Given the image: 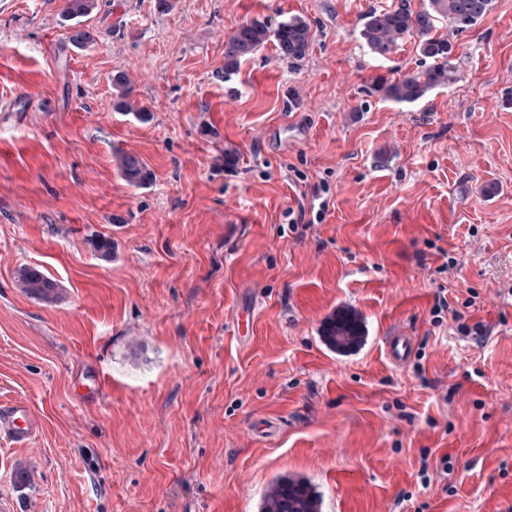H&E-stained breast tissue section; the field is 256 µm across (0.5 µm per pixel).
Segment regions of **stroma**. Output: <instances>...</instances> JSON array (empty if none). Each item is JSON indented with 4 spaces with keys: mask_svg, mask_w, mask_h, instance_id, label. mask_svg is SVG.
Wrapping results in <instances>:
<instances>
[{
    "mask_svg": "<svg viewBox=\"0 0 512 512\" xmlns=\"http://www.w3.org/2000/svg\"><path fill=\"white\" fill-rule=\"evenodd\" d=\"M394 2L99 0L78 47L66 0H0V401L37 421L0 445L15 512H260L284 476L320 512H512V0L414 104L375 86L415 39L359 35ZM293 14L302 62L269 42L225 79L234 29ZM342 307L365 337L336 354ZM112 89L116 97L115 106L117 110L121 112H136V114L143 112L142 107H138L137 104L131 100L132 89L124 74L118 73L112 77ZM118 166L122 176L130 184L142 183L147 177L146 167L137 156L131 154L118 156ZM18 278L21 287L32 297L52 301L59 293L60 286L55 279L32 267L21 268ZM413 345V336H408L405 333H394L386 337L384 352L393 364L402 365L412 355Z\"/></svg>",
    "mask_w": 512,
    "mask_h": 512,
    "instance_id": "stroma-1",
    "label": "stroma"
}]
</instances>
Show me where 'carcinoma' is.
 Instances as JSON below:
<instances>
[{
	"label": "carcinoma",
	"mask_w": 512,
	"mask_h": 512,
	"mask_svg": "<svg viewBox=\"0 0 512 512\" xmlns=\"http://www.w3.org/2000/svg\"><path fill=\"white\" fill-rule=\"evenodd\" d=\"M97 4L98 0H67L63 17L79 24L82 18L93 13ZM491 6L492 0H429L427 6L414 10L408 0H400L394 8L370 10L363 18L360 38L372 55L386 57L406 38L414 37L422 60L421 69L392 83H382L377 90L397 103L414 104L428 93L454 84L457 72L451 61L453 47L448 35L440 32L441 22H449L457 33L463 32L483 18ZM312 37L310 23L298 14L284 19L273 30L259 20L246 21L224 41V78L236 74L242 61L270 39L276 42L282 59L297 63L307 56ZM112 89L117 110L143 112V108L132 101V89L124 74L112 77ZM118 166L130 184H139L147 177L145 165L134 155L118 156ZM19 282L31 296L44 301L55 299L59 293L55 279L32 267L20 269ZM290 489L298 490L291 500L294 512H318L319 498L312 486L305 480L293 478L276 481L275 492L264 497L261 512H284L285 497Z\"/></svg>",
	"instance_id": "carcinoma-1"
}]
</instances>
